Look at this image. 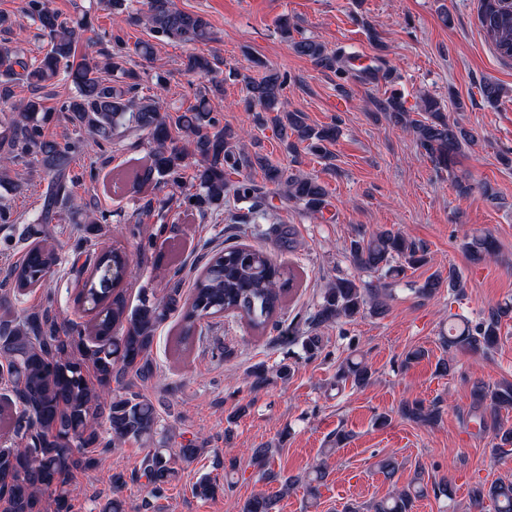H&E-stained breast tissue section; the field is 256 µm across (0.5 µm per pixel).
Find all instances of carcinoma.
Segmentation results:
<instances>
[{
    "mask_svg": "<svg viewBox=\"0 0 512 512\" xmlns=\"http://www.w3.org/2000/svg\"><path fill=\"white\" fill-rule=\"evenodd\" d=\"M146 10L134 22L145 25L155 39L208 42L210 21L200 13L183 12L174 0H146ZM29 21L46 38L49 49L40 58H28L15 46ZM479 23L503 61H512V0H480ZM91 29L87 15L63 16L48 6V0H24L22 16L0 12V112L18 114L0 122V169L24 164L42 168L48 177L38 224H51L60 207L70 200L71 187L81 177L72 173L75 156L90 136L95 146L150 147V162L135 171L133 181L152 182L159 188H178V205L205 216L224 210V195L232 192L248 204L253 213L269 209L264 187L244 172L259 168L266 182L277 187L282 202H292L310 215L323 212L328 192L317 179L272 164L259 152L249 153L239 135L212 115L210 93L217 88L218 59L191 55L184 62L186 72L207 79L196 87L195 104L176 116L168 114L163 92L166 77L137 69L131 64L127 42L120 32L101 35L110 49L100 57L75 63V43L80 33ZM277 32L291 41L295 53L317 65L332 66L336 56L321 42L308 37H292L286 17L277 20ZM258 77L245 78V109L253 113L260 128L270 127L290 152L300 144L333 166L329 150L338 137L336 124L315 127L302 112L283 109L288 75L266 67ZM24 81L35 89L56 83H72L75 91L53 107L38 96L15 99L13 82ZM156 91L143 94L144 83ZM393 121L409 130L426 156L439 169H447L475 135L448 121L433 97L423 100L421 118L407 112L401 96L393 93L384 102ZM61 113L73 127L74 137L58 141L46 130L55 113ZM197 157L191 188L185 187L189 158ZM236 179H231V176ZM52 235L32 243L22 258L0 279V378L10 384L13 397L0 401V512H75L73 477L97 467L99 456L128 441L146 449L139 472L130 476L112 474V496L100 505V512H129L122 491L128 483L145 480L150 499L141 504L148 512L165 498L168 486L178 477L174 458L184 462L197 459L204 449L194 439H183L179 448H169L176 439L173 429L158 433L159 413L153 402L136 390V383L157 377L152 349L160 325L169 317H181L178 336L187 341L203 334L202 321L229 313L243 319L254 332L262 333L278 324V311L295 276L288 275L269 254L244 245H228L215 251L194 280L191 297L182 301V281L172 276L160 297L144 298L127 308L122 297L129 272V260L120 247L101 252L77 245L71 266L87 270L80 291L90 324L59 320L51 297L33 310L14 312L18 297L43 288L60 264L61 255L51 243ZM474 261L495 255L497 245L490 235H479L465 245ZM349 258L362 271L379 274L380 281L368 287L355 280L338 278L324 288L312 317L316 327L351 320L368 306L381 313L392 296V285L405 267L427 263V253L401 234L384 230L350 242ZM512 312V302L499 307L478 325L463 321L449 328L442 342L465 352H488L499 338V317ZM93 367L94 380L88 379ZM373 373L362 360H349L336 377L367 386ZM512 408V382L493 388L475 386L470 421L478 430L491 429L498 440L495 450L512 445V427L501 422L503 410ZM401 417L423 426L435 424L440 410L421 400L404 402ZM274 449H251L253 462L262 469V478L280 482L279 489L260 492L238 506L237 512H275L277 500L289 491L302 488L310 504H315L327 472L320 466L283 477L268 469ZM221 490L216 478L206 475L194 486L195 496L213 498ZM426 488L419 482L398 489L369 505L370 512H412L416 499ZM476 507L488 501L494 512H512V483L477 486L471 491Z\"/></svg>",
    "mask_w": 512,
    "mask_h": 512,
    "instance_id": "carcinoma-1",
    "label": "carcinoma"
}]
</instances>
